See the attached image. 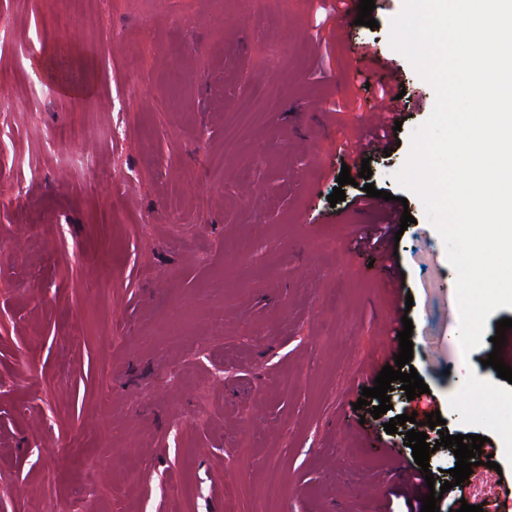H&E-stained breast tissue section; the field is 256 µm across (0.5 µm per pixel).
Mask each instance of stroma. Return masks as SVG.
Masks as SVG:
<instances>
[{
    "label": "stroma",
    "mask_w": 512,
    "mask_h": 512,
    "mask_svg": "<svg viewBox=\"0 0 512 512\" xmlns=\"http://www.w3.org/2000/svg\"><path fill=\"white\" fill-rule=\"evenodd\" d=\"M402 6L375 0L374 29H320L318 0H83L72 43L94 89L77 97L37 65L57 0H0V512H168L175 493L183 512H406L412 450L383 428L409 410L400 382L387 414L353 409L386 321L405 316L445 421L430 442L487 437L512 483V383L480 362L512 308L463 355L446 248L394 180L435 103L389 45ZM396 72L399 144L370 162L414 218L392 304L355 243L378 214L327 197L357 194L336 182L339 148ZM72 125L87 142L59 150ZM471 393L483 412H465ZM272 465L285 489L267 501Z\"/></svg>",
    "instance_id": "stroma-1"
}]
</instances>
